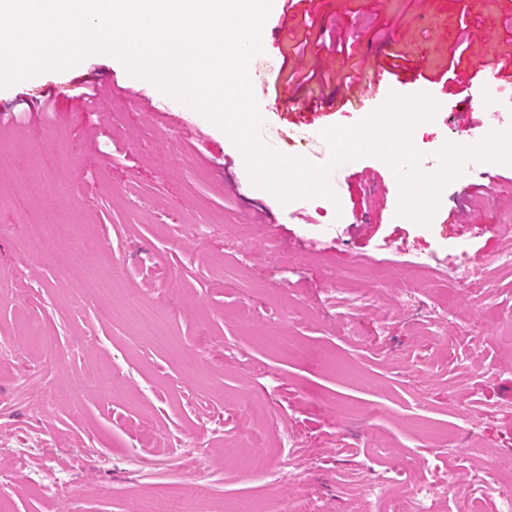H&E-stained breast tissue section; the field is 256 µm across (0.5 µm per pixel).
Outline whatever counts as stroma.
I'll return each instance as SVG.
<instances>
[{"label": "stroma", "mask_w": 512, "mask_h": 512, "mask_svg": "<svg viewBox=\"0 0 512 512\" xmlns=\"http://www.w3.org/2000/svg\"><path fill=\"white\" fill-rule=\"evenodd\" d=\"M467 26H460V17ZM343 35L349 55L297 53L305 20ZM280 10L266 22L253 63L261 133L273 148L315 165L331 157L322 129L352 126L379 108L371 60L391 53L425 68L414 93L437 104L417 139L455 144L488 123L481 99L434 78L460 59L467 73L512 55V0H300L287 30ZM318 68L322 97L343 95L346 76L365 81L344 111L321 114L318 134L275 109L305 97L294 70ZM112 92L87 105L85 88ZM142 97L133 103L131 93ZM166 101L168 111L154 105ZM230 136L193 107L129 74L110 55L0 87V472L15 473L0 512H133L136 500L188 502L227 494L290 495L309 490L318 512H392L342 487L343 472H401L400 487L462 483L428 502L429 512H495L468 480L498 450L512 467V265L498 255L512 240V164L498 181L462 170L446 184L429 223L399 217L391 168L376 156L337 165L334 199L282 202L237 161ZM58 159L57 169L41 159ZM24 165L48 191L33 197L14 176ZM339 212L336 230L317 208ZM103 244L112 312L67 251L42 254L47 212ZM210 226L197 236L198 226ZM464 251L474 274L462 287L433 256ZM159 306L175 347L122 314L125 293ZM422 292L416 308L405 294ZM354 309L341 313L337 299ZM249 308L251 322L239 321ZM52 333V351L30 326ZM277 330L298 343L290 356L268 346ZM250 395L255 410L240 404ZM47 396L38 414L31 398ZM260 436L266 464L292 459L303 486L270 485L256 470L225 476L224 439ZM50 461L59 486L24 471Z\"/></svg>", "instance_id": "35a3bbf8"}]
</instances>
